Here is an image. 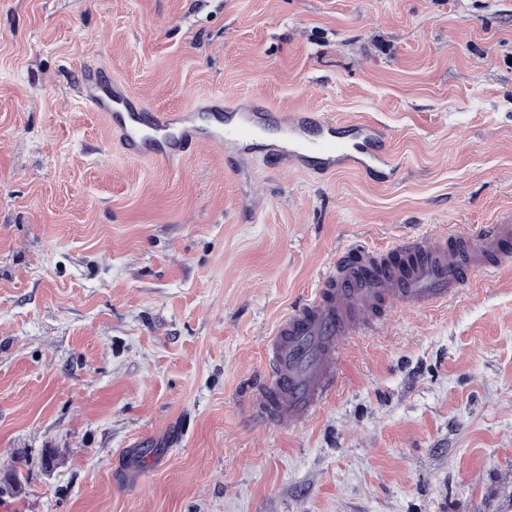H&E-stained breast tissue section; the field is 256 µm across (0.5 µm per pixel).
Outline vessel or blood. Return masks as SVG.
<instances>
[{
  "instance_id": "vessel-or-blood-1",
  "label": "vessel or blood",
  "mask_w": 512,
  "mask_h": 512,
  "mask_svg": "<svg viewBox=\"0 0 512 512\" xmlns=\"http://www.w3.org/2000/svg\"><path fill=\"white\" fill-rule=\"evenodd\" d=\"M76 91L102 113L123 152L136 158H185V145L212 148L247 146L267 118L255 107L222 114L203 107L154 112L118 91L111 78L87 69ZM279 156L297 169L322 172L353 168L391 179L397 166L385 135L365 123L342 128L307 112L278 115ZM512 259V225L485 224L474 233H450L426 241L400 240L386 252L353 248L337 260L319 288L287 310L266 343V373L252 401L254 414L276 425L305 423L336 385L346 342L377 329L397 308L418 310L446 304L480 276L495 273Z\"/></svg>"
}]
</instances>
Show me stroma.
<instances>
[{
    "mask_svg": "<svg viewBox=\"0 0 512 512\" xmlns=\"http://www.w3.org/2000/svg\"><path fill=\"white\" fill-rule=\"evenodd\" d=\"M89 66L370 123L398 174L126 156ZM509 215L512 0H0V512H512V261L353 338L306 424L249 413L341 252Z\"/></svg>",
    "mask_w": 512,
    "mask_h": 512,
    "instance_id": "1",
    "label": "stroma"
}]
</instances>
